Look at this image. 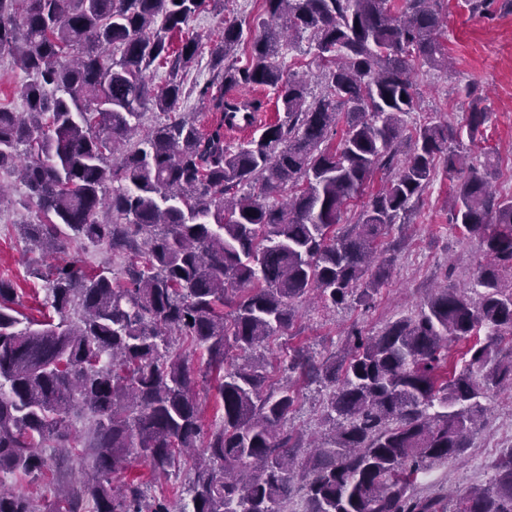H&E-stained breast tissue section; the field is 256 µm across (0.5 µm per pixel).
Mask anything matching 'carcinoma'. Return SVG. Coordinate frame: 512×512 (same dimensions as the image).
<instances>
[{
  "mask_svg": "<svg viewBox=\"0 0 512 512\" xmlns=\"http://www.w3.org/2000/svg\"><path fill=\"white\" fill-rule=\"evenodd\" d=\"M438 2L263 0L268 19L242 66L230 61L242 26L224 21L210 48L223 89L201 95L217 112L256 111L261 102L230 103L224 88L269 87L284 112L233 150L224 120L203 132L176 111L179 73L200 47L175 48L170 34L205 0H0V54L29 77L27 112L0 107V170L19 173L36 207L26 235L55 250L74 236L128 258L121 284L78 260L49 271L52 313L41 320L18 318L15 285L0 278V512H287L295 494L301 512H512V450L485 487L450 500L416 490L420 475L469 447L481 399L512 390V194L494 192L452 147L460 131L404 126L418 109L416 71L448 68ZM293 35L317 52L323 90L311 100L279 61ZM154 64L168 67L161 86ZM149 104L166 119L132 142ZM487 119L473 106L469 139ZM439 164L468 171L450 204L453 223L481 242L475 287L439 290L416 315L355 336L345 356L292 348L288 370L327 389L333 425L300 461L301 437L285 428L293 385L266 393L264 364L228 354L288 330L312 293L326 308L369 303L390 272L379 238L406 223ZM379 173L382 186L337 231L347 201ZM105 210L125 223L98 219ZM199 351L222 410L207 433ZM74 412L87 421L82 440L69 428ZM45 448L91 457L90 472L47 471ZM137 457L166 476L188 467V501L150 496L139 480L114 485ZM48 474L62 490L44 506L3 489L7 476Z\"/></svg>",
  "mask_w": 512,
  "mask_h": 512,
  "instance_id": "cac0c4a2",
  "label": "carcinoma"
}]
</instances>
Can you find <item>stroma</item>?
Returning <instances> with one entry per match:
<instances>
[{
    "label": "stroma",
    "mask_w": 512,
    "mask_h": 512,
    "mask_svg": "<svg viewBox=\"0 0 512 512\" xmlns=\"http://www.w3.org/2000/svg\"><path fill=\"white\" fill-rule=\"evenodd\" d=\"M502 3L503 0H493L487 13L481 14L471 12L466 0H441L440 9L447 17L443 43L453 64L446 71H419L422 109L405 115L404 121L411 128L427 118L461 129L472 104L487 108L488 122L475 139H463L462 145L475 163H490L493 184L510 194L512 10L503 9ZM233 16L241 20L245 39H253L262 31L263 0H221L217 5L207 0L182 32L183 37L198 38L204 50L185 72L178 110L194 118L203 131L217 120L216 112L198 93L201 86L217 76L208 48L223 38L224 21ZM282 64L286 72L307 80L310 95H318L317 60L308 41L284 46ZM0 182L11 186L14 199L12 207L0 211V276L16 283V308L24 316H36L38 303L46 297V283L35 277V270L75 257L90 269L107 266L115 272L120 270L122 257L102 246L80 248L72 244L53 255L33 249L19 230L20 225L34 222L36 216L27 191L16 175L0 172ZM452 185L448 173L438 172L415 204L410 223L393 226L381 237L379 257L389 263L390 276L369 305L351 302L326 309L314 299L303 302L292 327L268 349L249 356L231 352L230 363L242 364L251 358L266 360L267 386L283 385L288 381L289 348L306 345L317 357L330 355L347 347L352 329L366 335L378 334L396 319L417 313L434 289L468 286L481 251L478 241L468 238L452 222L448 205ZM325 397L326 391L319 385L301 386L298 404L288 416V428L307 435L327 432L323 421ZM484 404V424L462 458L419 479V493H445L488 484L494 462L504 450L512 448V391L490 392Z\"/></svg>",
    "instance_id": "1"
}]
</instances>
